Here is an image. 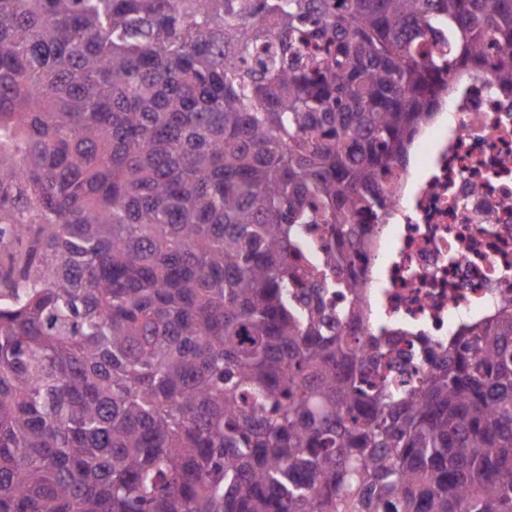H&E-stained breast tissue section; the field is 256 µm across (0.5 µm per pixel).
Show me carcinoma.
Returning a JSON list of instances; mask_svg holds the SVG:
<instances>
[{
    "label": "carcinoma",
    "mask_w": 512,
    "mask_h": 512,
    "mask_svg": "<svg viewBox=\"0 0 512 512\" xmlns=\"http://www.w3.org/2000/svg\"><path fill=\"white\" fill-rule=\"evenodd\" d=\"M485 65L512 0H0V512H512V302L381 378L355 267Z\"/></svg>",
    "instance_id": "obj_1"
}]
</instances>
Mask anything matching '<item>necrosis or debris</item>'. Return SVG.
<instances>
[{
  "instance_id": "4bbe7bcc",
  "label": "necrosis or debris",
  "mask_w": 512,
  "mask_h": 512,
  "mask_svg": "<svg viewBox=\"0 0 512 512\" xmlns=\"http://www.w3.org/2000/svg\"><path fill=\"white\" fill-rule=\"evenodd\" d=\"M421 181L387 177L391 222L366 265L369 328L403 335L395 370L421 378V344L512 299V88L492 67L457 76L447 103L419 132Z\"/></svg>"
}]
</instances>
